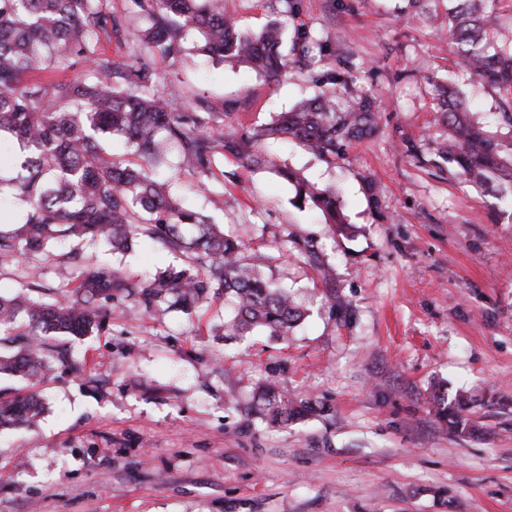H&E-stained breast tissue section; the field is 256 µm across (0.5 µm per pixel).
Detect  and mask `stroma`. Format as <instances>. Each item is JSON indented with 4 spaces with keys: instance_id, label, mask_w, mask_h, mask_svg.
<instances>
[{
    "instance_id": "obj_1",
    "label": "stroma",
    "mask_w": 512,
    "mask_h": 512,
    "mask_svg": "<svg viewBox=\"0 0 512 512\" xmlns=\"http://www.w3.org/2000/svg\"><path fill=\"white\" fill-rule=\"evenodd\" d=\"M102 6L119 26L99 52L139 53L158 93L181 112L223 114L227 137L252 136L349 63L347 91L376 97L377 125L328 161L285 137L259 169L220 155L203 176L169 153L172 194L242 235L246 263L308 315L285 342L229 340L223 298L189 314L123 298L98 335L47 337L68 361L37 388V426L0 433V512H512V202L451 174L430 146L448 133L434 82L458 84L506 145L512 94L450 47L448 0H296L289 37L308 32L330 52L311 64L289 51L271 79L190 47L163 57L129 0ZM284 168L338 189L344 233L295 206ZM81 253L139 283L180 262L144 236L121 255ZM271 378L327 413L268 425L256 392ZM439 384L471 392L476 435L442 428Z\"/></svg>"
}]
</instances>
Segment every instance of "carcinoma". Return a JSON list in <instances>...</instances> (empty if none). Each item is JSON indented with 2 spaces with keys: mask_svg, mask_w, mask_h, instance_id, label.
Listing matches in <instances>:
<instances>
[{
  "mask_svg": "<svg viewBox=\"0 0 512 512\" xmlns=\"http://www.w3.org/2000/svg\"><path fill=\"white\" fill-rule=\"evenodd\" d=\"M102 0H0V138L19 147L11 169L0 167V197L26 208L19 223L0 218V261L23 256L19 269L29 278L32 261L56 243H103L114 253L131 249L139 232L184 256L138 286L110 265L84 268L68 280L67 301L49 303L24 295H0V374L40 382L52 370L40 336L83 337L102 331L112 301L133 291L147 311L165 304L189 312L217 295L232 303L224 335L259 332L283 339L306 310L263 272L241 262L243 241L227 235L209 217L185 206L160 176L167 148L177 149L183 165L206 174L215 149L243 167L266 164L263 142L288 137L321 158L336 157L343 147L370 134L376 101L363 93L348 101L341 90L347 72L330 74L331 87L280 113L252 138L236 141L211 125V112H175L168 100L148 86L143 68L120 64L96 50L99 33L116 25L103 12ZM149 21L146 42L166 58L181 56L188 41L219 62L243 63L275 78L288 66L280 52L287 26L284 17L294 0L258 31L241 29L224 14V0H133ZM484 0H453L448 40L471 74L484 83L512 89V48L490 39L493 18ZM82 57L91 70L47 83H25L32 70L65 71ZM448 138L433 141V153L457 168L468 183L488 189L512 185V157L504 146L470 118L463 92L436 83ZM119 135L131 143L142 163L128 165L105 155L102 141ZM281 175L294 186L295 201L319 209L326 223L345 230L336 189L317 188L291 170ZM471 398L461 390L452 399L437 393L431 402L439 422L458 436L478 431L465 416ZM259 413L271 424L288 425L321 411L310 401H293L275 382L258 392ZM44 410L37 392L0 393V429L28 428Z\"/></svg>",
  "mask_w": 512,
  "mask_h": 512,
  "instance_id": "carcinoma-1",
  "label": "carcinoma"
}]
</instances>
